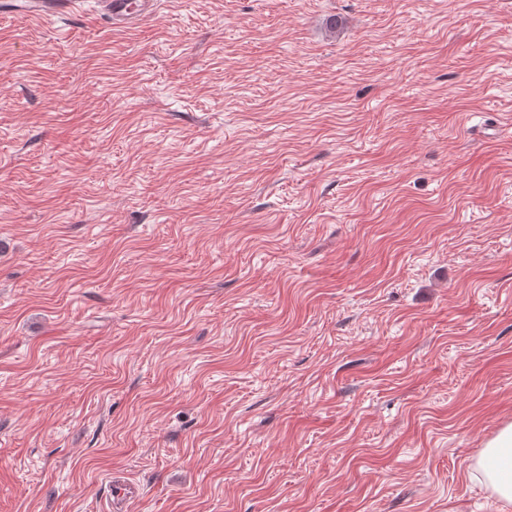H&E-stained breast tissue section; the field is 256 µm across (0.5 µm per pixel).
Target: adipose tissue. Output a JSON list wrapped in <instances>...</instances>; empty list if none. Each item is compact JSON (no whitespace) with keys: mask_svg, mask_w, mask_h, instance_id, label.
<instances>
[{"mask_svg":"<svg viewBox=\"0 0 512 512\" xmlns=\"http://www.w3.org/2000/svg\"><path fill=\"white\" fill-rule=\"evenodd\" d=\"M476 469L495 495L500 512H512V424L505 426L481 451Z\"/></svg>","mask_w":512,"mask_h":512,"instance_id":"obj_1","label":"adipose tissue"}]
</instances>
